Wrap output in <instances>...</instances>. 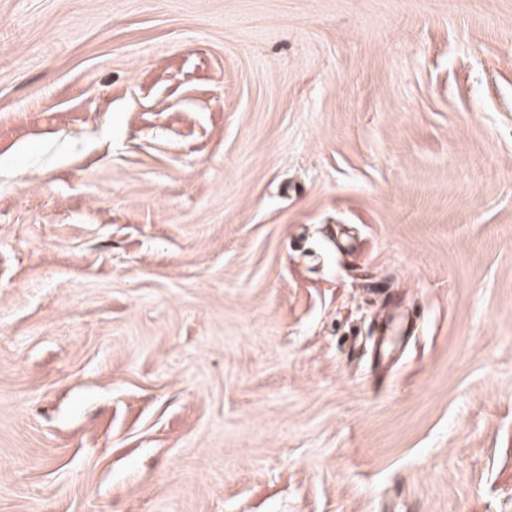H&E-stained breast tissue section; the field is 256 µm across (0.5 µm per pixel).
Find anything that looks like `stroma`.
I'll list each match as a JSON object with an SVG mask.
<instances>
[{"mask_svg":"<svg viewBox=\"0 0 512 512\" xmlns=\"http://www.w3.org/2000/svg\"><path fill=\"white\" fill-rule=\"evenodd\" d=\"M0 512H512V0H0Z\"/></svg>","mask_w":512,"mask_h":512,"instance_id":"1","label":"stroma"}]
</instances>
